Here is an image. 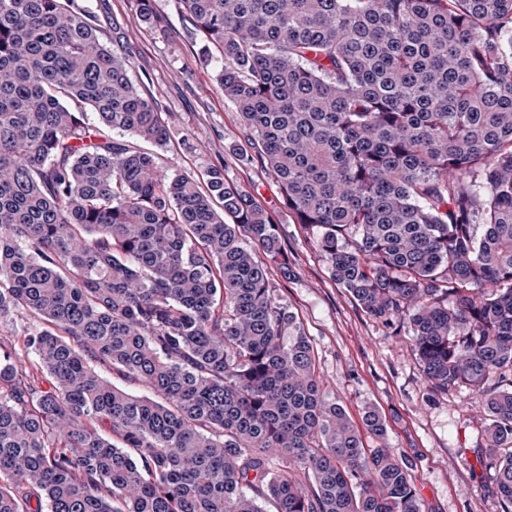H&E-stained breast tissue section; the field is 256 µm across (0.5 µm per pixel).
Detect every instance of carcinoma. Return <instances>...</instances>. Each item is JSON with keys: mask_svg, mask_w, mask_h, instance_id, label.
I'll use <instances>...</instances> for the list:
<instances>
[{"mask_svg": "<svg viewBox=\"0 0 512 512\" xmlns=\"http://www.w3.org/2000/svg\"><path fill=\"white\" fill-rule=\"evenodd\" d=\"M178 2L331 278L483 397L512 512V0ZM129 69L78 0H0V324L38 319L0 352V512H421L244 245L288 263L273 216L113 136L167 138Z\"/></svg>", "mask_w": 512, "mask_h": 512, "instance_id": "cac0c4a2", "label": "carcinoma"}]
</instances>
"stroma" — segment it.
<instances>
[{"mask_svg":"<svg viewBox=\"0 0 512 512\" xmlns=\"http://www.w3.org/2000/svg\"><path fill=\"white\" fill-rule=\"evenodd\" d=\"M97 20L102 44L132 56L129 75L152 97L168 127L157 148L161 169L175 168L205 183L224 170L280 224L288 267L269 265L274 297L289 307L310 338L324 387L353 421L366 407L383 416L388 448L408 467L422 512H503L493 472L479 446L486 413L468 387L431 388L407 327L390 329L365 313L336 284L324 258L280 204L275 181L240 162L241 120L204 60L192 20L177 0H153L151 21L137 20L135 0H81Z\"/></svg>","mask_w":512,"mask_h":512,"instance_id":"35a3bbf8","label":"stroma"}]
</instances>
